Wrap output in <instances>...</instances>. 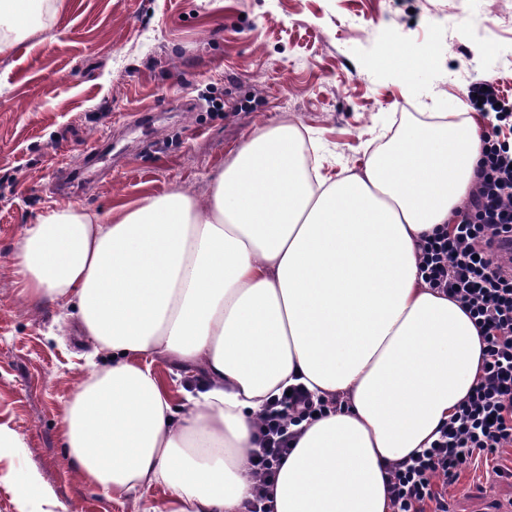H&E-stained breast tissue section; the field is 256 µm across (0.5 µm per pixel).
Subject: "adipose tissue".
I'll use <instances>...</instances> for the list:
<instances>
[{
    "mask_svg": "<svg viewBox=\"0 0 512 512\" xmlns=\"http://www.w3.org/2000/svg\"><path fill=\"white\" fill-rule=\"evenodd\" d=\"M483 117L459 98L311 175L290 124L258 129L209 177L29 225L12 274L73 307L90 371L61 420L69 466L109 498L163 488L148 512H245L267 402L331 400L267 489V512H391L386 470L429 447L481 375L483 338L418 269L424 236L476 188ZM199 383L175 402L155 363Z\"/></svg>",
    "mask_w": 512,
    "mask_h": 512,
    "instance_id": "obj_1",
    "label": "adipose tissue"
}]
</instances>
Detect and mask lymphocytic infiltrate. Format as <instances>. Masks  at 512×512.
<instances>
[{
	"label": "lymphocytic infiltrate",
	"instance_id": "obj_1",
	"mask_svg": "<svg viewBox=\"0 0 512 512\" xmlns=\"http://www.w3.org/2000/svg\"><path fill=\"white\" fill-rule=\"evenodd\" d=\"M470 105L497 126L512 128V99L497 81L469 85ZM512 235V147L487 136L477 188L456 210L446 232L425 241L419 269L432 288L463 304L483 333V375L474 392L441 428L440 437L417 456L391 464L387 485L392 512H449L448 491L476 457L512 447V255L500 238ZM303 390L275 399L262 419L263 438L252 449L255 500L260 503L275 467L289 450L291 429L322 412Z\"/></svg>",
	"mask_w": 512,
	"mask_h": 512
}]
</instances>
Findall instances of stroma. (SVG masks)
Wrapping results in <instances>:
<instances>
[{"label": "stroma", "mask_w": 512, "mask_h": 512, "mask_svg": "<svg viewBox=\"0 0 512 512\" xmlns=\"http://www.w3.org/2000/svg\"><path fill=\"white\" fill-rule=\"evenodd\" d=\"M18 40L0 56V419L24 447L0 455V512H144L65 467L60 420L90 370L70 310L31 305L11 267L28 225L72 204L102 215L208 176L263 125L308 129L323 171L359 165L373 127L464 97L480 79L512 89V0H30ZM47 33L36 32L37 23ZM426 59L415 78L388 59ZM105 146L83 189L65 172ZM32 475L19 495L15 480ZM512 504V479L476 461L450 512Z\"/></svg>", "instance_id": "1"}]
</instances>
